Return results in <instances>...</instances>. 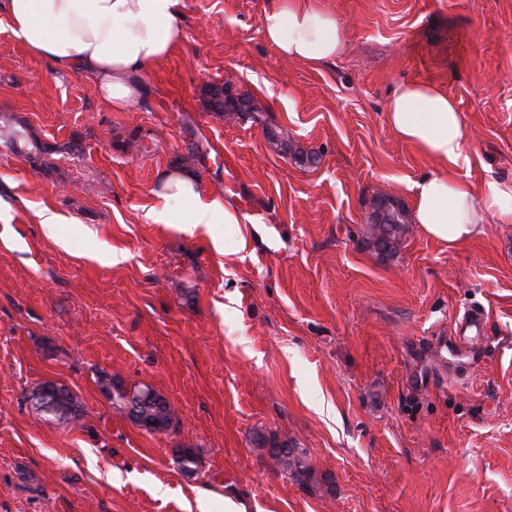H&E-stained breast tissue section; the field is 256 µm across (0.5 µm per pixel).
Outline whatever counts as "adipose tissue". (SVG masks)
Here are the masks:
<instances>
[{
    "instance_id": "ef3b65f1",
    "label": "adipose tissue",
    "mask_w": 512,
    "mask_h": 512,
    "mask_svg": "<svg viewBox=\"0 0 512 512\" xmlns=\"http://www.w3.org/2000/svg\"><path fill=\"white\" fill-rule=\"evenodd\" d=\"M178 0H0L13 34L35 55L93 77L113 111L145 92L142 75L184 39ZM263 36L286 60L316 66L336 60L344 46L341 22L317 0H277L261 18ZM388 126L435 160L437 170L414 183L412 220L449 247L482 234L491 217L512 214V188L476 189L454 168L468 164L469 128L442 84L408 80L386 106ZM149 219L190 232L205 224H245L248 216L220 198L203 196L179 170L162 177Z\"/></svg>"
}]
</instances>
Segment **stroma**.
I'll return each instance as SVG.
<instances>
[{
    "label": "stroma",
    "mask_w": 512,
    "mask_h": 512,
    "mask_svg": "<svg viewBox=\"0 0 512 512\" xmlns=\"http://www.w3.org/2000/svg\"><path fill=\"white\" fill-rule=\"evenodd\" d=\"M319 2L345 47L314 67L264 41L274 0H179L185 40L123 112L0 13V118L45 148L0 143V512H512V222L451 248L414 224L394 255L368 242L375 200L411 207L436 168L386 124L398 82L457 100L456 178L512 186V0ZM224 83L254 111H211ZM176 168L253 200L249 223H152ZM473 308L478 342L455 332ZM103 377L163 394L174 429L136 426ZM46 381L79 422L35 410ZM259 433L309 449L330 489L270 467ZM48 384L41 383L30 392L36 410L48 421L79 422L84 410L77 397L62 385L50 384L52 390H48Z\"/></svg>",
    "instance_id": "stroma-1"
}]
</instances>
